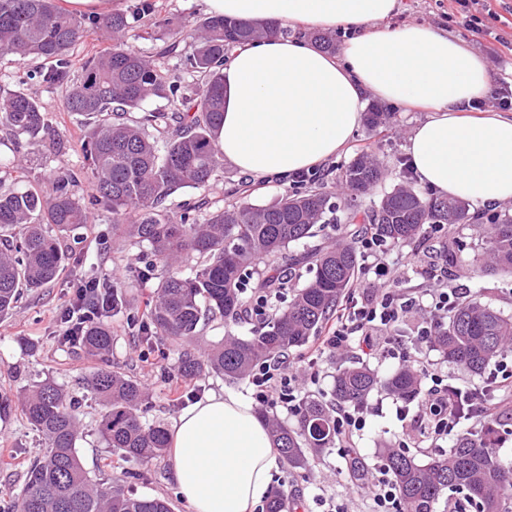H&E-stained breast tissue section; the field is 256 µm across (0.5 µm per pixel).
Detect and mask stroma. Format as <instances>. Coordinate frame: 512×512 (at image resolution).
<instances>
[{
  "instance_id": "stroma-1",
  "label": "stroma",
  "mask_w": 512,
  "mask_h": 512,
  "mask_svg": "<svg viewBox=\"0 0 512 512\" xmlns=\"http://www.w3.org/2000/svg\"><path fill=\"white\" fill-rule=\"evenodd\" d=\"M143 0H114V10L129 15L127 43L142 54L156 59L171 82L180 88L178 95L151 98L143 103L146 112L170 114L180 109L182 99L194 95L201 86L195 72L187 69L186 59L193 53L192 39L180 42L176 53L164 56L162 36L168 22L181 23L191 29L206 18L202 0H154V13L135 16ZM448 0H400V7L390 18V25L424 23L444 28L450 37L465 43L485 62L491 82L483 96L492 102L502 82L512 83V0H492V15L483 16V29L475 30L448 21ZM33 60L16 62L0 56V92L20 91L33 97L42 107L48 124L47 133L37 138L17 136L0 129V179L18 188H50L56 174L63 170L77 172L71 190L93 216L91 224L66 237L69 254L65 271L53 282L35 292L25 293L13 311L0 318V394L18 395L36 382L54 379L78 403V418L83 437L79 456L89 474L96 479L116 481L138 496L167 500L172 512H190L178 496L171 477L169 457L145 464L124 458L107 448L97 426L101 406L84 387V380L100 365L98 358L88 355L80 346L64 343V326L60 312L69 306L74 282L111 279L123 299L120 311L111 313L108 324L112 331L114 370L138 379L148 392L142 415L147 422L171 426L190 405L211 395H233L251 399L250 383L229 384L217 376L185 380L175 371L177 354L167 341L147 343L140 326L131 324L134 316L143 315L156 282V269L150 268L149 256L124 242L112 224V214L98 198L93 183L83 175L87 161L83 146L89 124L86 117L65 111L64 92L43 83L28 80L27 71L36 68ZM383 111L393 113L390 127L377 130L366 125L356 127L349 148L330 159L331 173L324 177L327 192L338 203H346L341 190L340 174L363 149H370L383 162L385 175L375 189L382 196L400 184L407 162L408 138L415 127L426 120L425 111L382 103ZM293 188L292 183L272 176L255 180L241 174L230 164H223L210 183L203 188H183L168 197L166 205L180 214L185 205L196 206L198 219L225 205L244 200L265 205ZM427 253L438 273L446 275L451 287L462 289L471 298L512 316V274L481 273L479 258L486 244L477 228L456 224L445 233H424L414 244ZM453 248L458 262L455 267L442 263L446 248ZM320 342L312 336L307 345L292 350L290 360L299 370L302 383L299 398L314 396L329 399L336 374L349 366L352 354L326 355L317 367H309L310 354ZM398 401L384 392L373 393L367 402V425L354 446L369 464H379L380 446L396 445L405 420L396 414ZM44 450V442L22 416L12 410L0 417V501L18 496L25 484L30 464ZM343 460L336 449L328 448L314 456L307 468L281 466L273 478L274 487L292 496L300 512H323V502L344 506L346 512H371L372 502L364 489L353 488L341 468Z\"/></svg>"
}]
</instances>
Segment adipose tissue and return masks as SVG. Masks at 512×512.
I'll return each mask as SVG.
<instances>
[{"instance_id":"adipose-tissue-1","label":"adipose tissue","mask_w":512,"mask_h":512,"mask_svg":"<svg viewBox=\"0 0 512 512\" xmlns=\"http://www.w3.org/2000/svg\"><path fill=\"white\" fill-rule=\"evenodd\" d=\"M239 21L355 28L338 54L305 39L252 41L224 59L219 155L255 179L288 177L345 152L368 98L427 110L408 138L420 182L475 204L512 200V118L465 116L489 74L442 29L385 21L398 0H202ZM172 479L192 512H254L281 456L253 406L213 395L184 410L169 435Z\"/></svg>"}]
</instances>
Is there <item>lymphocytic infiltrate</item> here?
I'll return each mask as SVG.
<instances>
[{"mask_svg":"<svg viewBox=\"0 0 512 512\" xmlns=\"http://www.w3.org/2000/svg\"><path fill=\"white\" fill-rule=\"evenodd\" d=\"M365 257L371 258L377 288L364 292L353 301L346 313L331 323L323 338L321 350L328 353L358 351L369 358L386 355L402 362H415L416 346H430L442 316L462 299L457 289L441 278H430L425 290L431 304L429 315H422L420 298L401 288L395 269L384 257L385 251L372 237L356 242ZM414 320L411 337H401L400 327ZM428 385L417 403L413 427L427 429L432 441L447 439L460 421H467L474 430L483 432L496 428L504 419H512V368L498 363L491 369L481 387L484 401L472 403L463 389L449 391L448 379L440 370L421 368ZM255 401L263 406H282L296 412L297 375L291 362L264 364L250 377Z\"/></svg>","mask_w":512,"mask_h":512,"instance_id":"obj_1","label":"lymphocytic infiltrate"}]
</instances>
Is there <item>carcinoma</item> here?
<instances>
[{"label": "carcinoma", "mask_w": 512, "mask_h": 512, "mask_svg": "<svg viewBox=\"0 0 512 512\" xmlns=\"http://www.w3.org/2000/svg\"><path fill=\"white\" fill-rule=\"evenodd\" d=\"M128 25L123 13L90 19L60 9L55 0H0V52L44 62L28 78L65 88V110L94 120L86 140L89 177L112 211V223L131 220L124 230L130 245L148 249L161 268L143 327L150 337L164 336L177 348L180 377L191 380L207 372L229 384L241 383L260 363L307 344L334 317L359 268V253L351 243L311 246L291 256L293 266H313L314 277L296 292L288 308L274 312L252 335L225 337L203 360L183 347L192 340L204 310L220 314L226 322L243 318L246 302L241 294L252 264L268 261L270 278L263 287H279L282 266L277 259L290 245L316 237L317 225L327 223L335 212L341 213L335 221L350 239L370 234L395 245L415 240L430 224L477 223L487 243L484 270L512 273L511 212L482 224L481 212L469 202L426 197L410 184L384 194L366 223L358 222L353 205L332 204L320 182L264 206L229 204L202 223L194 206L177 217L170 214L164 206L169 195L186 187H206L221 167L213 142L224 118V57L238 45L285 35L287 30L222 16L205 18L193 29L195 50L187 59L202 81L198 95L182 98V110L170 119L149 112L134 121L128 114L148 98L167 91L175 94L179 87L153 60L123 41ZM92 29L110 33L112 48L87 56L75 78L70 53ZM0 127L37 137L47 124L33 98L13 92L0 97ZM381 178L379 164L364 150L345 166L341 181L358 198ZM73 182V173L60 171L55 191L45 195L0 181V230L18 231L16 236L0 235V318L12 311L23 292L59 276L65 260L59 236L89 222V211L71 193ZM44 223L55 225L58 235H46ZM192 254L206 258V263L185 276L176 264ZM81 347L106 358L112 347L108 324L87 323ZM434 347L446 361L480 376L492 360L512 348V318L479 300L463 303L439 327ZM87 387L103 408L98 432L108 447L143 463L164 456L165 428L145 423L140 416L147 400L140 381L107 363L90 376ZM379 389L412 402L420 398L421 382L407 366L385 377L366 365L350 366L334 378L332 402L360 406ZM20 406L43 437L45 451L28 469L21 497L7 503L4 512H170L164 499L134 496L118 483L89 475L78 455L82 433L76 404L54 380L46 378L26 390ZM267 428L291 469L307 467V450L331 448L336 441L330 406L318 398L302 401L296 425L269 419ZM491 434L489 430L477 440L459 435L448 453L426 461L396 448L381 449L405 512H439L450 489L467 495L480 512H512V464L496 455ZM345 468L352 482L370 476L365 458L356 451L345 459Z\"/></svg>", "instance_id": "carcinoma-1"}]
</instances>
